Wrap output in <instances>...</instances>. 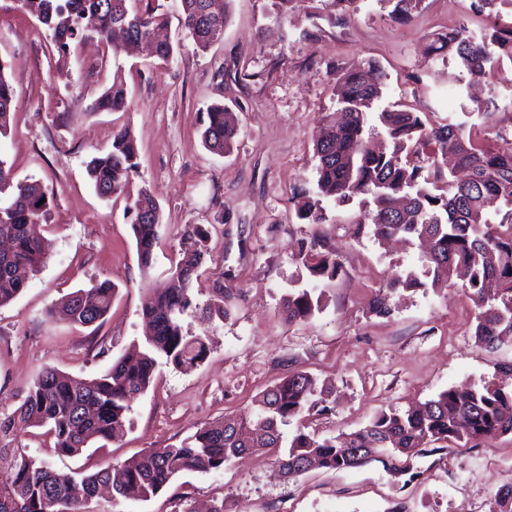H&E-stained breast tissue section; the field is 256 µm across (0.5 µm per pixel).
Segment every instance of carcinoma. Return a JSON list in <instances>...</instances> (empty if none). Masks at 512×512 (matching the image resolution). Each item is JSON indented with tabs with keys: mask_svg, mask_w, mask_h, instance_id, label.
Returning <instances> with one entry per match:
<instances>
[{
	"mask_svg": "<svg viewBox=\"0 0 512 512\" xmlns=\"http://www.w3.org/2000/svg\"><path fill=\"white\" fill-rule=\"evenodd\" d=\"M359 0H310L309 10L330 23L357 8ZM420 0H395L393 18L408 20ZM216 0H178V21L185 38L207 52L224 37L229 9L215 8ZM22 9L49 32L60 56L70 43L89 37L118 50L128 42L151 45L152 56L163 64L174 60L175 47L154 38L168 22L157 0H21ZM473 10L487 17L474 32L466 25L434 34L430 54L456 61L470 80L512 76V0H473ZM385 74L373 61L365 67L337 73L339 109L325 115L313 135L319 197L297 201V215L310 224L326 221L322 200L344 206L358 197L370 209L359 215L358 228L367 225L382 243L398 235L426 243L424 267L431 286H454L464 274L463 291L476 307L472 334L488 348L512 346V140L496 131L497 112L449 113L444 123H429L406 109L378 112L384 128L373 133L370 114L382 98ZM15 89L0 63V136H7ZM129 99L121 73L95 100L91 112H125ZM237 127L222 104L208 109L202 132L205 146L224 154L233 150ZM455 166L469 170L462 182L453 170L443 172L447 154ZM139 152L130 129L112 133V148L86 162L87 173L103 197L130 200L141 268L149 270L161 242L160 208L145 189H132ZM48 196L37 182L14 181L11 167L0 157V239L10 247L0 252V307L22 290L26 274L44 261L39 223L47 213ZM207 233L193 225L185 232L180 259L171 267L168 286L150 288L142 315L153 334L122 355L99 376L83 379L52 366L42 368L24 392L12 415L0 418V512H82V505L111 486L112 498L134 493L148 501L166 490L185 472L219 471L246 452L277 453L282 427L301 419L325 402L330 389L318 386L304 371H295L268 388L257 405L221 425L198 430L179 446L152 448L114 468L93 473H61L30 454L15 432V420L39 429L57 456H75L89 445L110 441L130 410L131 400L150 386L156 367L165 362L183 371L202 363L209 352L206 339L184 330L183 318L196 312L193 283L209 256ZM318 243L300 247L296 260L305 267L312 285L288 294V324H305L320 311L318 283L337 279L342 266ZM426 287L413 272L387 282L390 293ZM115 285L104 279L93 287L71 292L45 311L51 320L59 311L71 323L94 326L112 308ZM495 434L512 436V389L485 381L465 391L448 388L406 409L382 410L362 429L316 438L302 431L288 441V454L279 458L288 475L316 465L341 472L360 467L379 454L413 457L430 442L470 443ZM360 448L359 457L348 450ZM489 512H512V486L498 490Z\"/></svg>",
	"mask_w": 512,
	"mask_h": 512,
	"instance_id": "1",
	"label": "carcinoma"
}]
</instances>
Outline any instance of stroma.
Segmentation results:
<instances>
[{
    "instance_id": "1",
    "label": "stroma",
    "mask_w": 512,
    "mask_h": 512,
    "mask_svg": "<svg viewBox=\"0 0 512 512\" xmlns=\"http://www.w3.org/2000/svg\"><path fill=\"white\" fill-rule=\"evenodd\" d=\"M391 9L387 0H359L333 25L310 18L306 0H292L284 12L273 0H232L224 38L208 52L196 51L170 22L165 34L179 53L161 66L147 52L116 53L92 39L59 57L19 0H0V60L16 91L0 156L16 179L41 183L52 198L44 262L0 307V417L15 410L19 392L43 367L93 378L143 340L146 291L165 287L186 226L208 232L197 303H212L220 288L234 298L224 319L186 318L190 334L208 339L206 359L189 372L159 366L106 448L61 458L23 436L32 454L62 472L118 465L243 414L297 370L333 390L326 410L312 412L299 428L320 438L351 433L380 409L480 383L512 362V348L489 351L475 343V308L460 288H422L392 299L391 317L369 313L389 279L423 273L420 247L378 245L358 231L354 205L327 204L321 224L296 216L295 197L316 188L313 134L321 117L337 109V71L376 61L387 74L381 106L403 103L430 120L495 106L501 134L512 139V83L492 77L474 86L453 60L427 55L433 33L463 21L473 30L484 25L471 0H422L404 23L391 18ZM118 70L128 85V111L89 112ZM214 104L231 108L237 124V146L227 155L201 142ZM122 125L132 129L140 153L134 185L160 207L163 239L147 274L125 199L98 196L85 169ZM314 235L343 271L321 283V311L291 326L283 302L292 289L311 284L295 255ZM103 279L116 284L117 294L102 325L45 319L52 303ZM506 485L511 436L475 448L429 443L407 460L383 456L340 473L313 468L294 477L283 473L277 455L248 454L218 472L183 474L148 501L98 495L85 512H182L188 502L202 512L215 500L228 512H488Z\"/></svg>"
}]
</instances>
